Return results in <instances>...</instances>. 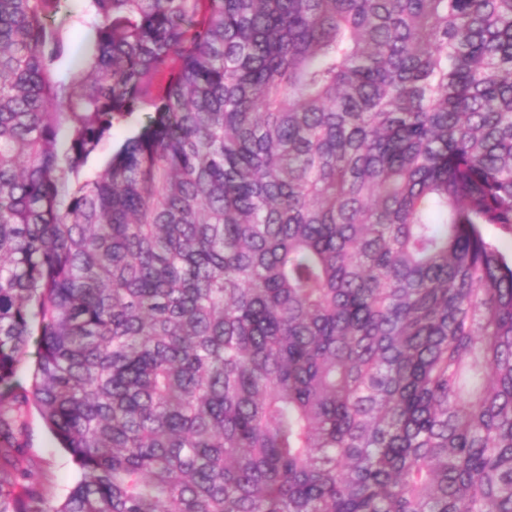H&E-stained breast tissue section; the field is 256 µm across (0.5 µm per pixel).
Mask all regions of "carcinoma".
<instances>
[{
    "label": "carcinoma",
    "instance_id": "obj_1",
    "mask_svg": "<svg viewBox=\"0 0 512 512\" xmlns=\"http://www.w3.org/2000/svg\"><path fill=\"white\" fill-rule=\"evenodd\" d=\"M70 2L0 0V448L81 477L0 512H512V0ZM69 26V22L65 20L63 23V34L68 41L69 50L68 55L61 66V70L63 72H77L82 64L85 49L83 47V42L77 37V31L70 30ZM150 107L145 106L138 114L122 122L118 127L112 130V135L104 143L103 150L93 159L92 167H101L105 161L112 155V152L118 150L126 138L134 135L141 126L145 117L144 113L150 112ZM19 438L20 444H24L15 454L20 469L31 470L37 475L46 488L48 505L58 504L79 479V472L64 451L57 448L33 404L28 407L26 434Z\"/></svg>",
    "mask_w": 512,
    "mask_h": 512
}]
</instances>
